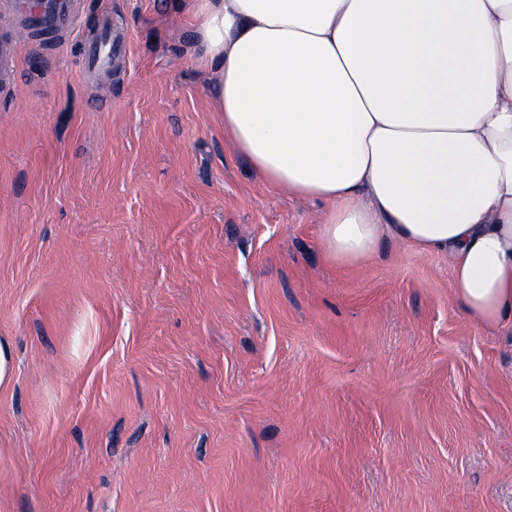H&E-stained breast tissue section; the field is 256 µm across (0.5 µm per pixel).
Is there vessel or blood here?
<instances>
[{
    "mask_svg": "<svg viewBox=\"0 0 512 512\" xmlns=\"http://www.w3.org/2000/svg\"><path fill=\"white\" fill-rule=\"evenodd\" d=\"M9 6L21 16L22 22L0 30V89L11 87L15 81L23 40L40 32L64 29L71 16V0H10ZM84 61L91 69L111 67L112 28L109 24H102L88 41Z\"/></svg>",
    "mask_w": 512,
    "mask_h": 512,
    "instance_id": "1",
    "label": "vessel or blood"
}]
</instances>
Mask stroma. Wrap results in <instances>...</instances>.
I'll return each instance as SVG.
<instances>
[{"label":"stroma","mask_w":512,"mask_h":512,"mask_svg":"<svg viewBox=\"0 0 512 512\" xmlns=\"http://www.w3.org/2000/svg\"><path fill=\"white\" fill-rule=\"evenodd\" d=\"M73 18L0 91V512H512V335L447 258L328 260L327 203L234 151L178 0ZM84 61L90 69H107L112 65V27L104 23L86 43ZM16 369L11 345L2 338L0 339V387H6L12 383Z\"/></svg>","instance_id":"obj_1"}]
</instances>
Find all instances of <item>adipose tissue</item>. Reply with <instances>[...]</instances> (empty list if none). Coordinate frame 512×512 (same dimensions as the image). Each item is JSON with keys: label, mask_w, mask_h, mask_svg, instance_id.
Segmentation results:
<instances>
[{"label": "adipose tissue", "mask_w": 512, "mask_h": 512, "mask_svg": "<svg viewBox=\"0 0 512 512\" xmlns=\"http://www.w3.org/2000/svg\"><path fill=\"white\" fill-rule=\"evenodd\" d=\"M235 150L327 203L320 246L447 256L512 333V0H182Z\"/></svg>", "instance_id": "1"}]
</instances>
